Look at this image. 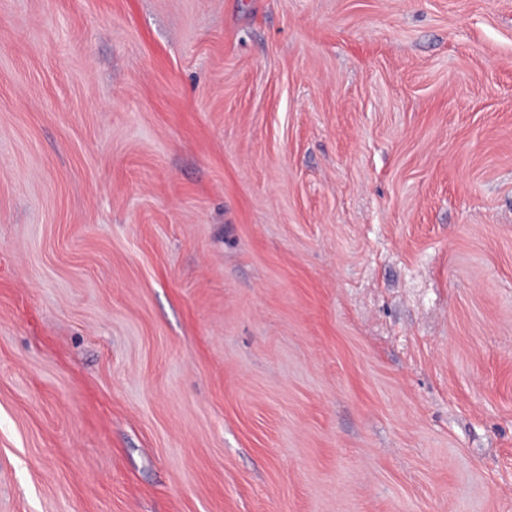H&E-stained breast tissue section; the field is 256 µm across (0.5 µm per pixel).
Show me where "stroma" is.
Segmentation results:
<instances>
[{"mask_svg":"<svg viewBox=\"0 0 512 512\" xmlns=\"http://www.w3.org/2000/svg\"><path fill=\"white\" fill-rule=\"evenodd\" d=\"M0 512H512V0H0Z\"/></svg>","mask_w":512,"mask_h":512,"instance_id":"1","label":"stroma"}]
</instances>
